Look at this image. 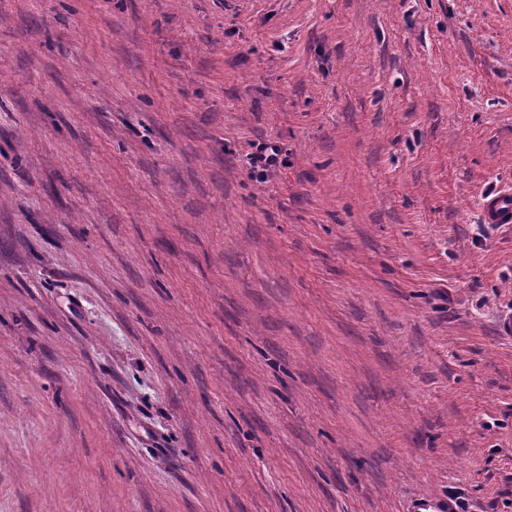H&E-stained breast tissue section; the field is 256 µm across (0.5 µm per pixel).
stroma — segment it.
<instances>
[{
    "label": "stroma",
    "instance_id": "stroma-1",
    "mask_svg": "<svg viewBox=\"0 0 512 512\" xmlns=\"http://www.w3.org/2000/svg\"><path fill=\"white\" fill-rule=\"evenodd\" d=\"M504 185L512 0H0V512H512ZM257 149V152L253 153L249 159L252 167L263 179L280 166V149L274 143L260 144ZM485 224H512V190L502 188L483 195L481 202ZM457 502L444 494L419 495L408 508V512H458Z\"/></svg>",
    "mask_w": 512,
    "mask_h": 512
}]
</instances>
